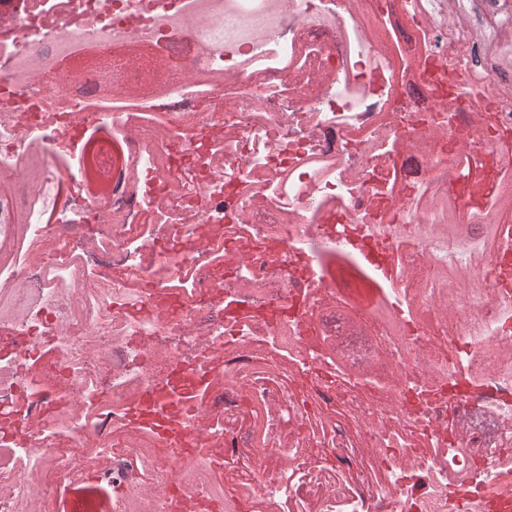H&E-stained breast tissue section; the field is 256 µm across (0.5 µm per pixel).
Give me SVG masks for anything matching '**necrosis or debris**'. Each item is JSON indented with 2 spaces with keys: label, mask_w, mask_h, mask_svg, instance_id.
Masks as SVG:
<instances>
[{
  "label": "necrosis or debris",
  "mask_w": 512,
  "mask_h": 512,
  "mask_svg": "<svg viewBox=\"0 0 512 512\" xmlns=\"http://www.w3.org/2000/svg\"><path fill=\"white\" fill-rule=\"evenodd\" d=\"M208 2L0 12V512H512V104L426 0ZM44 54L50 68L61 67L66 65H73L79 63L81 56L77 53L70 51L66 47L57 49L53 44H49L44 48Z\"/></svg>",
  "instance_id": "4bbe7bcc"
}]
</instances>
